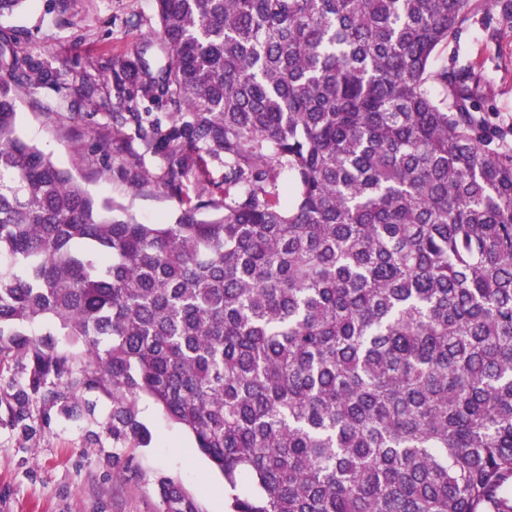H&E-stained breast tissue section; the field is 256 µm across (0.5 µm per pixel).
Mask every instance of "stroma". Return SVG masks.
Instances as JSON below:
<instances>
[{"mask_svg":"<svg viewBox=\"0 0 512 512\" xmlns=\"http://www.w3.org/2000/svg\"><path fill=\"white\" fill-rule=\"evenodd\" d=\"M154 25L153 0H67L63 8L58 0H28L21 12L0 18V35L66 67L74 85L89 62L125 55ZM454 59L473 65L487 119L512 125V25L470 22L456 42L438 50L435 64ZM18 130L93 193L122 203L144 223L170 220L199 199L193 179L184 181L181 194L167 191L163 176L172 156L143 145L132 125L114 124L100 97L74 94L63 102L48 86L24 91ZM29 363V354L17 352L0 363V512H159L162 476L178 481L199 512H224L223 476L149 399L140 401L151 435L144 447L114 445L105 425L112 398L97 390L83 394L91 411L77 421L58 418L43 401L30 403L32 428L19 433L8 405Z\"/></svg>","mask_w":512,"mask_h":512,"instance_id":"1","label":"stroma"}]
</instances>
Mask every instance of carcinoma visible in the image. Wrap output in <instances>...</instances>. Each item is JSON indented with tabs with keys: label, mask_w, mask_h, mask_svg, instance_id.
Masks as SVG:
<instances>
[{
	"label": "carcinoma",
	"mask_w": 512,
	"mask_h": 512,
	"mask_svg": "<svg viewBox=\"0 0 512 512\" xmlns=\"http://www.w3.org/2000/svg\"><path fill=\"white\" fill-rule=\"evenodd\" d=\"M154 6L153 41L105 65L110 107L180 155L173 193L224 155V198L172 223L19 134L24 87L69 84L0 37V360L32 350L14 424L37 399L76 421L100 390L112 439L146 443V396L224 474L227 512H512V128L470 65L433 67L482 3ZM158 496L198 512L171 478Z\"/></svg>",
	"instance_id": "1"
}]
</instances>
